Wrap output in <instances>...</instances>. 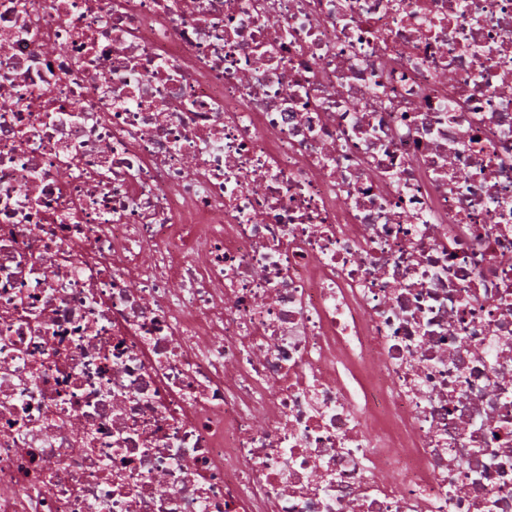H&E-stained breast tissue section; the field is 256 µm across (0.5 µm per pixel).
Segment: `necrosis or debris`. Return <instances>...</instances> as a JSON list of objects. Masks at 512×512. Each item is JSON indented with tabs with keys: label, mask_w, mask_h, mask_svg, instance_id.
Returning <instances> with one entry per match:
<instances>
[{
	"label": "necrosis or debris",
	"mask_w": 512,
	"mask_h": 512,
	"mask_svg": "<svg viewBox=\"0 0 512 512\" xmlns=\"http://www.w3.org/2000/svg\"><path fill=\"white\" fill-rule=\"evenodd\" d=\"M0 512H512V0H0Z\"/></svg>",
	"instance_id": "1"
}]
</instances>
